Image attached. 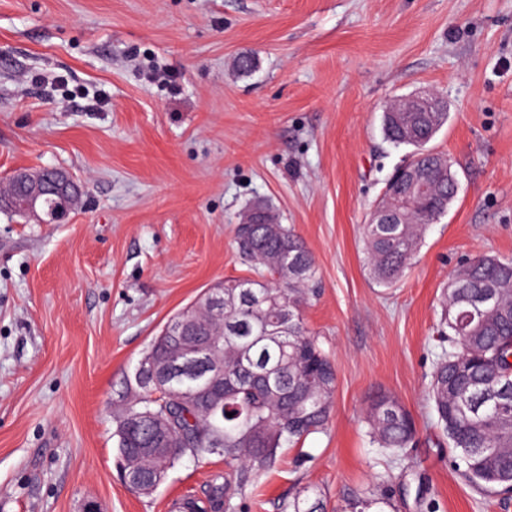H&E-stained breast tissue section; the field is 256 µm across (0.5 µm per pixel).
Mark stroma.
I'll return each mask as SVG.
<instances>
[{
  "instance_id": "obj_1",
  "label": "stroma",
  "mask_w": 512,
  "mask_h": 512,
  "mask_svg": "<svg viewBox=\"0 0 512 512\" xmlns=\"http://www.w3.org/2000/svg\"><path fill=\"white\" fill-rule=\"evenodd\" d=\"M426 89L448 103L432 145L459 192L383 288L361 226L406 151L384 142L381 114ZM45 167L86 193L61 224L0 212V512L206 500L225 470L214 456L131 491L115 410L173 314L252 277L234 234L257 199L317 260L304 319L336 389L327 429L256 477L238 512H279L307 488L350 512L386 470L397 512H425L420 485L439 512H512V494L459 478L426 400L443 287L465 258L512 257V0H0V183ZM378 390L418 432L394 469L365 433Z\"/></svg>"
}]
</instances>
